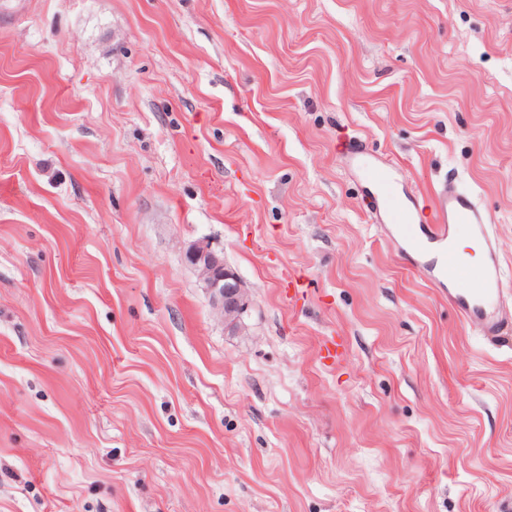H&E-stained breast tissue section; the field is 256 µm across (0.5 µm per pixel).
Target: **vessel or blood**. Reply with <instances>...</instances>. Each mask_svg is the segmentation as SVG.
<instances>
[{
  "label": "vessel or blood",
  "mask_w": 512,
  "mask_h": 512,
  "mask_svg": "<svg viewBox=\"0 0 512 512\" xmlns=\"http://www.w3.org/2000/svg\"><path fill=\"white\" fill-rule=\"evenodd\" d=\"M362 170L381 199L372 212L379 223L397 229L405 260L411 266L429 269L435 278L447 284L448 301L463 319H482L488 336H501L504 324L494 305L501 282V263L486 232V215L470 194H437L433 223L421 224L413 217L412 203L398 193L386 168L375 162H363ZM460 225L467 226L483 242V269L471 284L461 279L463 262L452 245L454 230Z\"/></svg>",
  "instance_id": "1"
}]
</instances>
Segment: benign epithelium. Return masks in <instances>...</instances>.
I'll list each match as a JSON object with an SVG mask.
<instances>
[{
	"instance_id": "1",
	"label": "benign epithelium",
	"mask_w": 512,
	"mask_h": 512,
	"mask_svg": "<svg viewBox=\"0 0 512 512\" xmlns=\"http://www.w3.org/2000/svg\"><path fill=\"white\" fill-rule=\"evenodd\" d=\"M186 261L195 269L207 290L214 312L224 321V329L239 332L250 303L247 288L224 262V254L207 242L189 246Z\"/></svg>"
}]
</instances>
